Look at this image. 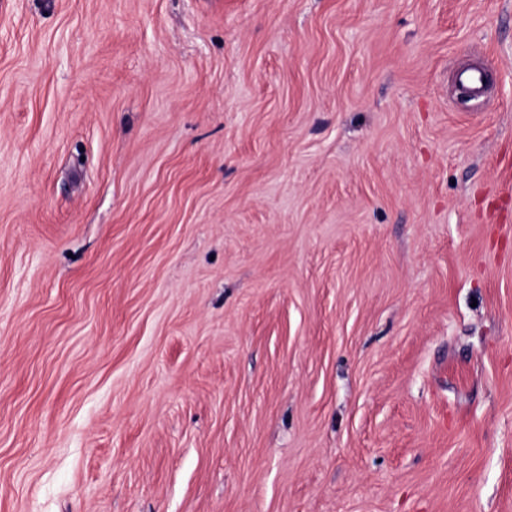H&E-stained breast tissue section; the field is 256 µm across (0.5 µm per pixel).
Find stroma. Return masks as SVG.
<instances>
[{"label": "stroma", "mask_w": 512, "mask_h": 512, "mask_svg": "<svg viewBox=\"0 0 512 512\" xmlns=\"http://www.w3.org/2000/svg\"><path fill=\"white\" fill-rule=\"evenodd\" d=\"M0 512H512V0H0Z\"/></svg>", "instance_id": "1"}]
</instances>
